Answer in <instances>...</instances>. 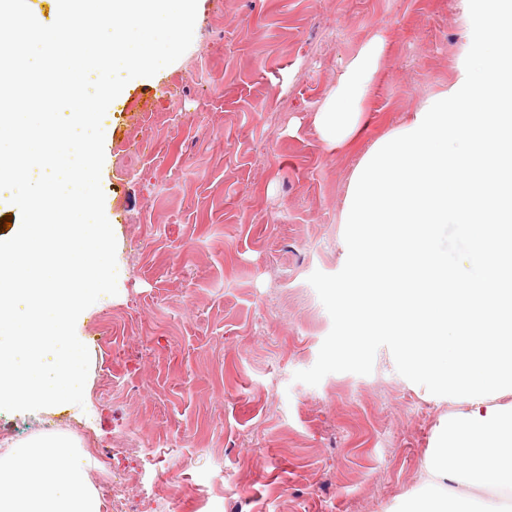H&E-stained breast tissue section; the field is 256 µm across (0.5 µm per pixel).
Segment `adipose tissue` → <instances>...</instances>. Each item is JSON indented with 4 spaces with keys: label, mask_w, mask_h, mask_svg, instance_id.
<instances>
[{
    "label": "adipose tissue",
    "mask_w": 512,
    "mask_h": 512,
    "mask_svg": "<svg viewBox=\"0 0 512 512\" xmlns=\"http://www.w3.org/2000/svg\"><path fill=\"white\" fill-rule=\"evenodd\" d=\"M384 47L383 35L368 40L317 112L316 125L333 148L347 146L363 129ZM80 457L77 442L63 432L8 443L0 453V512H102Z\"/></svg>",
    "instance_id": "obj_1"
}]
</instances>
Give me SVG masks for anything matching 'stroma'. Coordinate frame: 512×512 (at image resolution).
<instances>
[{"label": "stroma", "mask_w": 512, "mask_h": 512, "mask_svg": "<svg viewBox=\"0 0 512 512\" xmlns=\"http://www.w3.org/2000/svg\"><path fill=\"white\" fill-rule=\"evenodd\" d=\"M379 33L368 123L331 148L315 116ZM464 43L462 0H198L189 49L130 80L104 134L118 293L76 323L84 404L0 410V438L73 436L89 483L123 477L140 512H396L416 495L455 404L384 347L368 375H293L332 327L308 278L345 264L356 163L447 87Z\"/></svg>", "instance_id": "1"}]
</instances>
